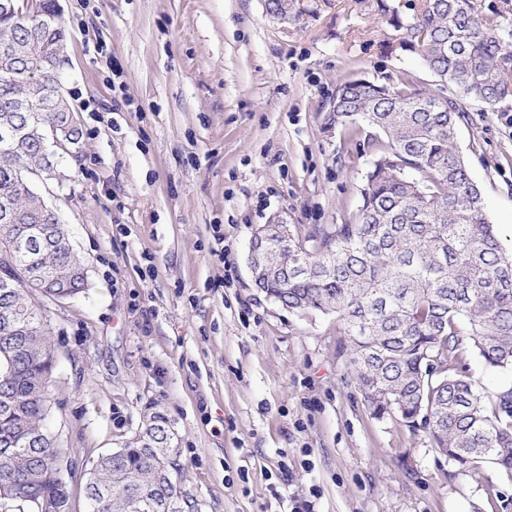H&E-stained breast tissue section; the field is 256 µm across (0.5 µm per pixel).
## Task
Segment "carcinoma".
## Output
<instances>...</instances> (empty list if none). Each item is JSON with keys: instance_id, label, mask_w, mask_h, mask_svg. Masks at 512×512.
Masks as SVG:
<instances>
[{"instance_id": "obj_1", "label": "carcinoma", "mask_w": 512, "mask_h": 512, "mask_svg": "<svg viewBox=\"0 0 512 512\" xmlns=\"http://www.w3.org/2000/svg\"><path fill=\"white\" fill-rule=\"evenodd\" d=\"M288 22V0H266ZM401 48L418 54L460 90L438 99L365 78L340 85L330 123L367 125L373 159L353 224L303 230L255 229L253 283L295 314L334 313L351 340L359 391L381 416L427 430L432 446L458 470L492 464L512 477V384L489 391L466 357L512 373V252L489 223L483 196L456 147L466 102L512 97V49L494 17L472 0H423ZM0 441L14 461L0 462V512H31L29 500L58 484L49 460L68 449L47 436L56 356L35 299L70 298L88 288L84 264L57 212L29 171L59 176L61 155L41 148L68 120L59 97L55 52L65 53L56 0H0ZM156 413L137 441L96 460L86 482L88 512H195L168 474L181 470L177 441Z\"/></svg>"}]
</instances>
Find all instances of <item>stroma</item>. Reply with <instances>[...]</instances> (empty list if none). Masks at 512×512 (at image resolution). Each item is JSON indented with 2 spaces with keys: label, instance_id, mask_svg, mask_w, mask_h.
I'll return each instance as SVG.
<instances>
[{
  "label": "stroma",
  "instance_id": "stroma-1",
  "mask_svg": "<svg viewBox=\"0 0 512 512\" xmlns=\"http://www.w3.org/2000/svg\"><path fill=\"white\" fill-rule=\"evenodd\" d=\"M58 0L62 92L81 128L41 193L86 293L41 302L57 357L47 419L69 451V512L93 459L160 411L199 512H512L496 466L458 472L425 430L375 416L335 314H292L253 285L252 231L276 217L351 224L370 157L329 125L336 88L409 78L456 98L377 0ZM457 146L512 249V97L471 101Z\"/></svg>",
  "mask_w": 512,
  "mask_h": 512
}]
</instances>
